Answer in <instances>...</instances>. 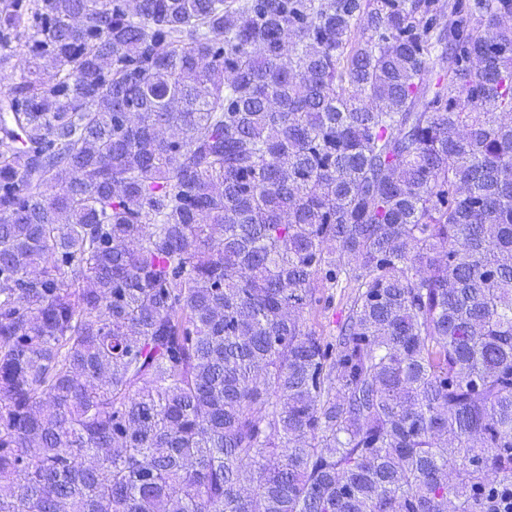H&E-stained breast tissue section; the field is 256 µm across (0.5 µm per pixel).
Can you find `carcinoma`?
<instances>
[{
    "mask_svg": "<svg viewBox=\"0 0 512 512\" xmlns=\"http://www.w3.org/2000/svg\"><path fill=\"white\" fill-rule=\"evenodd\" d=\"M14 57L0 512H493L512 0H3ZM330 292L334 293V299L329 308L318 309L316 312L314 310L309 312L308 309L304 311V315L310 318L317 329L322 330L326 335L336 334L338 326L344 321L348 312L346 299H342L343 288H333Z\"/></svg>",
    "mask_w": 512,
    "mask_h": 512,
    "instance_id": "obj_1",
    "label": "carcinoma"
}]
</instances>
